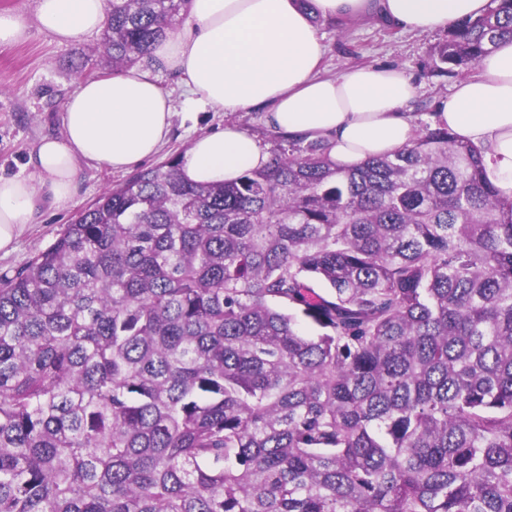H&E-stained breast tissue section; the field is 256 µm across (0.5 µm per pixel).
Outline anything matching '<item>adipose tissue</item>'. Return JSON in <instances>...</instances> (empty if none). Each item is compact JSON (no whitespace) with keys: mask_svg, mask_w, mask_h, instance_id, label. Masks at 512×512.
I'll use <instances>...</instances> for the list:
<instances>
[{"mask_svg":"<svg viewBox=\"0 0 512 512\" xmlns=\"http://www.w3.org/2000/svg\"><path fill=\"white\" fill-rule=\"evenodd\" d=\"M489 0H192L183 27L154 42L131 69L79 80L63 104L60 134L42 137L28 174L0 175V253H11L41 200L70 208L84 167L129 171L168 143L175 120L199 109L228 114L261 107L271 129L326 145L351 170L394 154L415 138L404 112L415 87L395 68L362 66L320 76L324 47L317 20L378 17L411 33L448 28L482 15ZM107 0H34L37 28L67 43L98 33ZM178 77L175 108L160 83ZM457 138L482 150L485 176L512 196V40L482 58L432 115ZM268 154L236 123L196 135L180 158L181 177L195 184L234 182L263 167Z\"/></svg>","mask_w":512,"mask_h":512,"instance_id":"obj_1","label":"adipose tissue"}]
</instances>
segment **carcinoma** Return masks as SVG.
Returning a JSON list of instances; mask_svg holds the SVG:
<instances>
[{
  "label": "carcinoma",
  "instance_id": "cac0c4a2",
  "mask_svg": "<svg viewBox=\"0 0 512 512\" xmlns=\"http://www.w3.org/2000/svg\"><path fill=\"white\" fill-rule=\"evenodd\" d=\"M107 4L85 76L191 0ZM506 38L490 0L440 72ZM178 166L0 278V512H512V197L480 150L427 127L348 171L288 137L230 185Z\"/></svg>",
  "mask_w": 512,
  "mask_h": 512
}]
</instances>
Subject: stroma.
<instances>
[{"label":"stroma","instance_id":"35a3bbf8","mask_svg":"<svg viewBox=\"0 0 512 512\" xmlns=\"http://www.w3.org/2000/svg\"><path fill=\"white\" fill-rule=\"evenodd\" d=\"M1 11L15 13L28 27L24 41L0 45V173L18 174L40 137L60 134L63 103L81 78L76 65L97 46L99 38L94 35L57 43L37 29L34 0H0ZM318 28L325 46L324 75L334 76L356 65H384L410 76L416 94L404 110L418 127L427 126L438 100L447 96L455 83L454 77L434 69V49L445 40L446 30L409 33L377 20L343 24L322 20ZM263 114V109L251 108L228 118L214 109L202 110L194 121L175 123L168 144L154 162L159 165L180 157L194 136L219 129L228 119L255 136L265 149H273V132ZM124 179V174L102 167L84 168L73 206L64 211H44L39 223L20 236L15 250L0 256V277L13 276L54 242L79 209Z\"/></svg>","mask_w":512,"mask_h":512}]
</instances>
